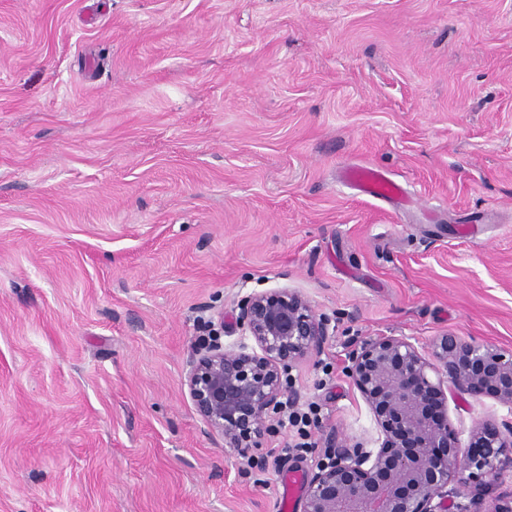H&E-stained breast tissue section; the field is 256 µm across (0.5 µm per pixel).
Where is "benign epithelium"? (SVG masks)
<instances>
[{"label":"benign epithelium","mask_w":512,"mask_h":512,"mask_svg":"<svg viewBox=\"0 0 512 512\" xmlns=\"http://www.w3.org/2000/svg\"><path fill=\"white\" fill-rule=\"evenodd\" d=\"M237 309L240 340L226 346L214 336L195 346L184 386L205 433L250 457L269 435L285 376L333 333L311 301L287 286L246 295ZM349 360L381 443L368 450L330 436L328 461L310 477L302 512H448L450 498L458 499L455 512H471L474 498L512 480V421L482 419L462 444L445 386L512 412V348L446 333L420 349L405 336H383L364 341Z\"/></svg>","instance_id":"benign-epithelium-1"}]
</instances>
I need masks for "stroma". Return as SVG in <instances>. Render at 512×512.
I'll return each mask as SVG.
<instances>
[{
  "instance_id": "obj_1",
  "label": "stroma",
  "mask_w": 512,
  "mask_h": 512,
  "mask_svg": "<svg viewBox=\"0 0 512 512\" xmlns=\"http://www.w3.org/2000/svg\"><path fill=\"white\" fill-rule=\"evenodd\" d=\"M284 286L336 336L274 464L292 430L241 458L183 377ZM445 333L512 348V0H0V512H279L329 436L376 445L349 353ZM347 178L362 193L377 199L396 198L402 195L400 185L388 177L387 173L366 166L352 167L347 171ZM310 413L301 412L299 410L291 409L288 412V406H286L285 410L282 412L278 420V424L283 427H287L290 425L295 428L300 439L304 442L295 443L292 448H274V462L279 463L283 457H288V453L291 451H304L307 452L309 448H312V444L309 442H305L304 438L308 436L307 427H310L311 423H316L318 421V417L315 413H313L312 409H310ZM313 415V417L311 416Z\"/></svg>"
}]
</instances>
